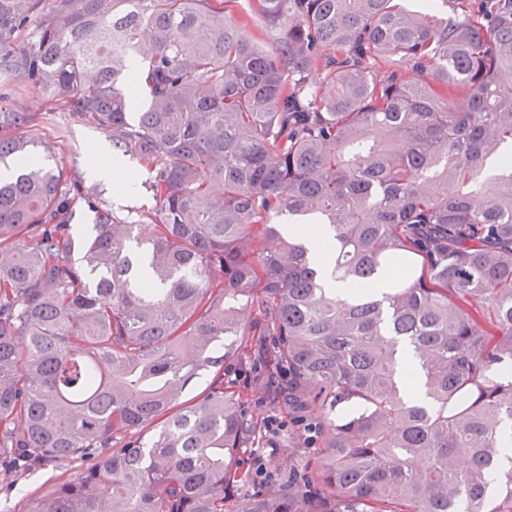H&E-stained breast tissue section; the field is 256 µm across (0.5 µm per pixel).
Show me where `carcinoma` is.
Wrapping results in <instances>:
<instances>
[{
    "label": "carcinoma",
    "mask_w": 512,
    "mask_h": 512,
    "mask_svg": "<svg viewBox=\"0 0 512 512\" xmlns=\"http://www.w3.org/2000/svg\"><path fill=\"white\" fill-rule=\"evenodd\" d=\"M405 2L0 0V83L109 131L158 203L98 212L76 265L67 168L0 94V466L92 459L21 512H512V0ZM268 336L322 445L255 485L224 364Z\"/></svg>",
    "instance_id": "obj_1"
}]
</instances>
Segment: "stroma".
Returning a JSON list of instances; mask_svg holds the SVG:
<instances>
[{
	"mask_svg": "<svg viewBox=\"0 0 512 512\" xmlns=\"http://www.w3.org/2000/svg\"><path fill=\"white\" fill-rule=\"evenodd\" d=\"M11 105L29 115L37 124L42 137L56 146V154L71 173L74 184L71 194L74 203L64 220L73 239V260H80L83 243L95 222L97 209H106L131 224H139L155 207L152 195L143 183L151 172L139 158H125L124 180L128 190H121L111 182L96 179L91 174L92 158L88 155L90 143H98L103 156L112 153V139L97 125L83 120L55 99L19 83L7 88ZM261 353L246 348L238 358L224 368L226 383L239 389L246 399L247 417L261 422L273 416L284 428L277 437L278 447L308 438V426L319 424L316 412L288 414L273 407L265 387V370L260 365ZM87 465L77 458L43 466L32 473H21L7 482H0V512H21L26 499L45 493L51 486L75 477Z\"/></svg>",
	"mask_w": 512,
	"mask_h": 512,
	"instance_id": "1",
	"label": "stroma"
}]
</instances>
